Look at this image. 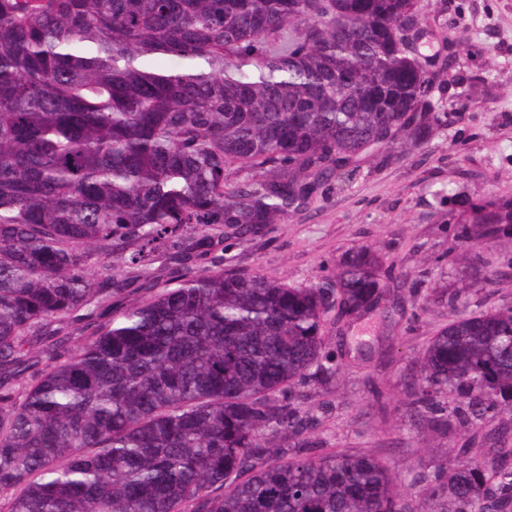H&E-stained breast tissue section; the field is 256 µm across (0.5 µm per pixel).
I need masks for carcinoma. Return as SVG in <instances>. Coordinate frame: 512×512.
<instances>
[{
	"mask_svg": "<svg viewBox=\"0 0 512 512\" xmlns=\"http://www.w3.org/2000/svg\"><path fill=\"white\" fill-rule=\"evenodd\" d=\"M413 0H0V491L8 512H405L371 451L301 454L289 394L328 325L387 299L370 251L305 287L188 259L282 223L324 182L421 131ZM291 30L272 49L269 41ZM176 67L159 68L158 58ZM242 168L255 182L229 184ZM458 236L512 250V199ZM161 288L56 332L99 292L84 258ZM39 343L49 363L37 368ZM413 404L473 428L512 412V305L452 318L413 357ZM428 501L512 512V448L462 447Z\"/></svg>",
	"mask_w": 512,
	"mask_h": 512,
	"instance_id": "cac0c4a2",
	"label": "carcinoma"
}]
</instances>
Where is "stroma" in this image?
Here are the masks:
<instances>
[{"label":"stroma","instance_id":"stroma-1","mask_svg":"<svg viewBox=\"0 0 512 512\" xmlns=\"http://www.w3.org/2000/svg\"><path fill=\"white\" fill-rule=\"evenodd\" d=\"M414 12L434 122L366 157L350 180L325 182L263 234L225 229L223 255L225 268L305 286L359 249L381 254L391 269L384 308L332 326L328 369L298 386L295 405L315 422L310 455L372 450L419 512L423 477L448 467L456 448H512V414L444 428L411 409L408 388L411 358L456 305L512 304V253L478 243L472 266L448 261L469 203L512 198V0H414ZM393 419L399 429L386 430Z\"/></svg>","mask_w":512,"mask_h":512}]
</instances>
